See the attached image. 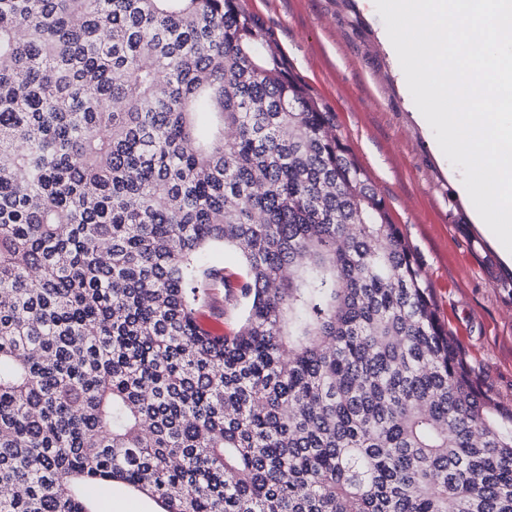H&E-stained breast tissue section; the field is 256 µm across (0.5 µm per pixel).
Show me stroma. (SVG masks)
<instances>
[{"label":"stroma","mask_w":512,"mask_h":512,"mask_svg":"<svg viewBox=\"0 0 512 512\" xmlns=\"http://www.w3.org/2000/svg\"><path fill=\"white\" fill-rule=\"evenodd\" d=\"M248 7L273 27L295 75L386 200L479 386L512 405V297L499 286L512 262L480 230L461 170L420 120L374 0H248ZM93 496L95 512H161L121 485Z\"/></svg>","instance_id":"obj_1"}]
</instances>
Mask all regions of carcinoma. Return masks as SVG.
<instances>
[{
  "label": "carcinoma",
  "mask_w": 512,
  "mask_h": 512,
  "mask_svg": "<svg viewBox=\"0 0 512 512\" xmlns=\"http://www.w3.org/2000/svg\"><path fill=\"white\" fill-rule=\"evenodd\" d=\"M472 373L243 0H0V512H512ZM204 261L208 265L224 269L226 273L241 272L243 266L241 252L232 246H218L208 250ZM96 512H160L161 508L152 499L124 486L114 485L112 493L93 491Z\"/></svg>",
  "instance_id": "1"
}]
</instances>
